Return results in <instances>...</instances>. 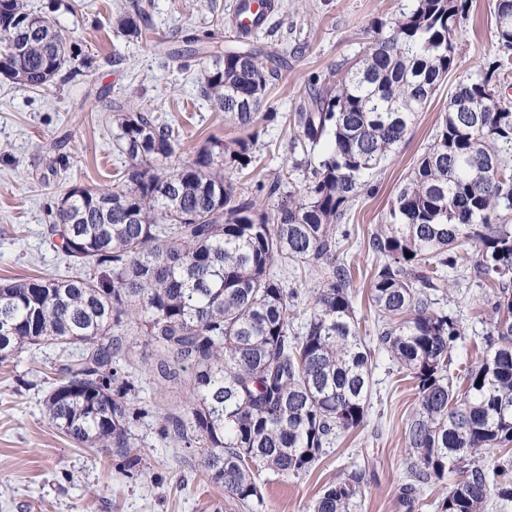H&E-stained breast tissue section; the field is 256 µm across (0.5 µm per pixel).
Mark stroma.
Returning <instances> with one entry per match:
<instances>
[{
    "label": "stroma",
    "mask_w": 512,
    "mask_h": 512,
    "mask_svg": "<svg viewBox=\"0 0 512 512\" xmlns=\"http://www.w3.org/2000/svg\"><path fill=\"white\" fill-rule=\"evenodd\" d=\"M85 2L74 12L53 8L52 0H28V7L70 32L92 62L87 72L44 90L0 76V284L71 275L68 257L43 237L51 221L48 207L69 186L108 189L125 173L129 161L116 149L109 103L135 107L179 129L174 154L160 166L166 173L191 161L209 139L240 136L237 125L200 96L194 50L245 40L286 59L269 76L265 102L285 121L262 129L253 162L230 176L253 185L280 174L290 189L301 190L308 172L294 166L289 143L297 130L289 115L314 82L328 81L359 58L374 26L398 16L407 0H278L264 30L245 39L232 23L237 0H149L152 29L134 43L112 27L121 0ZM495 4L469 0L455 37V68L400 145L369 175L372 192L362 193L345 216L350 237L342 248L355 267L351 291L365 341L373 339L376 317L368 301L375 264L368 238L385 223L398 189L432 143L458 82L488 63ZM61 156L68 168H60ZM454 311L467 332L458 355L480 357L485 311L478 288H470ZM56 360L53 348L26 346L0 364V512H231L223 488L204 479L200 462L161 441L150 425L135 427L149 467L133 479L112 455L79 447L57 431L44 409ZM121 361L138 379L143 400L166 412L182 407L187 386L157 388L150 350L126 344ZM392 369L386 354L374 359L366 422L340 434L309 472L261 473V512H311L323 485L354 469L366 474L358 512H404L398 495L408 481L404 430L414 396L411 383L397 381Z\"/></svg>",
    "instance_id": "1"
}]
</instances>
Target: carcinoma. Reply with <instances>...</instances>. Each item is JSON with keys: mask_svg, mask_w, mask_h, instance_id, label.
<instances>
[{"mask_svg": "<svg viewBox=\"0 0 512 512\" xmlns=\"http://www.w3.org/2000/svg\"><path fill=\"white\" fill-rule=\"evenodd\" d=\"M469 0H409L336 80L293 116L301 146L325 139L327 154L299 195L262 209L288 186L281 175L254 188L228 169L252 162L263 124L266 55L226 47L196 61L201 94L249 134L215 140L171 173L174 129L148 112L115 107L117 149L131 160L105 191L74 185L54 202L46 238L71 226L61 247L75 273L0 285V361L25 345L54 346L62 360L45 400L48 420L74 443L104 450L127 478L148 462L132 427L146 419L158 438L200 459L228 502L263 504L254 470L309 471L332 437L361 427L372 393V355L384 352L414 382L404 438L409 449L400 504L445 486L436 512H487L512 502V108L495 74L512 65V0H496L495 60L460 82L433 142L416 162L368 240L376 258L369 303L380 314L375 344L362 341L350 265L338 253L342 220L373 188L365 176L404 139L452 70L455 34ZM143 0H125L113 27L142 38ZM90 68L72 37L26 0H0V75L42 89ZM69 71H64V68ZM471 245L474 252H462ZM301 263L322 286L303 311L275 269ZM485 285L491 311L485 351L454 358L466 331L447 309L467 280ZM158 355L154 377L179 384L178 412L137 399L120 363L127 327ZM364 473L326 483L312 512H357Z\"/></svg>", "mask_w": 512, "mask_h": 512, "instance_id": "1", "label": "carcinoma"}]
</instances>
